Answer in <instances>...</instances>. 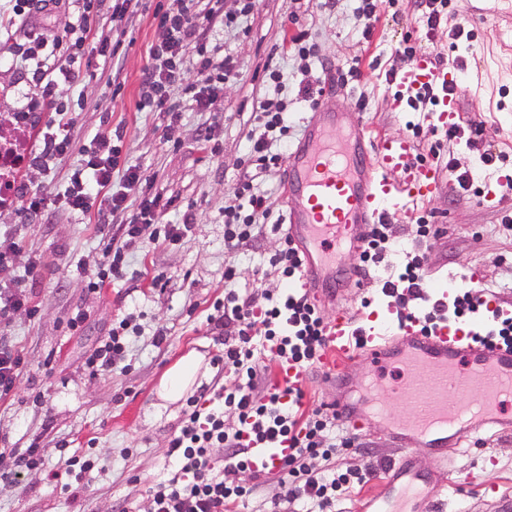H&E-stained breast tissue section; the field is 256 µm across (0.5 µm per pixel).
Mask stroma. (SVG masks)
<instances>
[{"label": "stroma", "instance_id": "1", "mask_svg": "<svg viewBox=\"0 0 512 512\" xmlns=\"http://www.w3.org/2000/svg\"><path fill=\"white\" fill-rule=\"evenodd\" d=\"M89 1L94 4V40L112 41L111 0H61L47 20L29 26L15 16L13 0H0V109H25L40 94L31 78L35 64L17 53V44L42 26L76 21ZM174 5V0H143L142 10L129 17L118 38V84L108 81L111 65H99L93 73H80L55 108L41 113L32 139L63 120L69 124L73 150L57 163L53 179L34 178L33 186L46 193L62 191L95 133L117 129L123 134L121 163L139 166L154 193L169 202L163 223L187 219L191 232L168 245L155 240L153 225H142L127 247L130 267L141 271V278L108 283L92 293L86 278L100 264L106 246L95 213L56 209L48 219L29 222L17 211L0 209V228L12 232L20 245L0 277L24 275L30 259L42 262L33 298L36 312L17 313L9 330L27 367L11 396L0 401V512H150V483L175 468L167 446L186 407L182 400L163 401L159 382L191 352L201 355L202 362L189 395L209 394L231 380L230 370L212 363L223 350L224 333L207 324L212 303L224 295V267L237 265L241 287H251L254 270L266 265L279 245L268 231L255 243L232 247L224 242V212L241 202L235 187L244 172L246 135L260 101L277 96L286 102L292 128L288 146L296 148L314 112L300 90L320 80L324 105L339 112L363 111L372 132L412 137L426 154L437 137L423 111L405 102L406 91L398 81L416 56L426 55L462 73L459 110L483 126L477 145L461 139L444 145V152L478 182L491 172L479 161L484 148L491 145L512 157V0H451L447 21L432 31L409 0H395L373 18L357 14L354 0H330L323 8L312 0H259L236 27L211 33L214 61L228 55L237 63L236 77L224 85L223 108L214 114L196 111L177 88L172 92L180 109L175 121L140 105L141 75L151 63V46L161 37L154 12ZM300 27L317 45L315 56L306 60L276 47L284 33ZM458 27L470 30V37L454 36ZM408 38L416 47L412 56L401 51ZM352 64L359 66L361 76L344 81L341 73ZM275 68L283 76L278 91L267 82ZM398 97L403 103L397 108L393 102ZM207 127L212 134L206 142L201 131ZM415 213L429 217L437 231L422 246L427 277L454 276L455 289H484L501 310L512 312V230L502 226L501 211L452 186L418 205ZM415 230L412 221L390 224L388 231L400 241L401 251L364 274L359 286L325 293V319L344 308L360 329L369 327L373 313L395 321L404 311L425 310L435 289L406 307L383 290L385 281L396 280ZM157 274L167 281L164 289L152 286ZM79 311L86 319L70 330L68 321ZM131 312L139 329L129 336L124 362L108 372L90 373L84 365L88 353L106 338L113 320ZM160 326L168 331L161 344L154 340ZM351 440V447L337 456L345 469L388 464L403 455L392 435L377 424ZM31 446L37 465L17 482H7L17 451ZM74 454L91 456L95 466L70 486L64 461ZM452 462L461 487L459 495L449 497L445 512L459 507L503 512V501L512 500V432L474 438L453 453ZM481 474L497 484V492L478 482Z\"/></svg>", "mask_w": 512, "mask_h": 512}]
</instances>
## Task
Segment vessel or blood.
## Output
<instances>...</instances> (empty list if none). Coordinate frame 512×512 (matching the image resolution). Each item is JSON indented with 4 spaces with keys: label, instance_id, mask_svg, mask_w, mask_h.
<instances>
[{
    "label": "vessel or blood",
    "instance_id": "b4317fda",
    "mask_svg": "<svg viewBox=\"0 0 512 512\" xmlns=\"http://www.w3.org/2000/svg\"><path fill=\"white\" fill-rule=\"evenodd\" d=\"M461 80L459 71L420 59L403 74L401 85L409 93L444 88ZM434 126L456 124L458 107L444 98L429 115ZM409 138H372L358 113H339L320 105L305 141L296 148L288 166L285 226L302 257L299 288L319 295L321 287L351 283L356 271L344 265V256L359 254L370 225L386 222L417 203L430 200L442 186V170L434 163H418ZM507 175L484 180L482 204L491 209L506 205L502 187ZM326 348L319 369L329 379L343 381L352 360L366 355L369 367L361 386L370 412H357L348 402L333 401L331 408L349 430L390 419L385 397L410 407L401 445L405 455L390 466L381 484L402 479L404 496L419 500V478L411 453L428 448L443 461L445 486L457 487L448 468L449 447L489 430L512 426L506 404L512 403V347L489 346L476 339L471 323L441 321L422 331L417 319L400 325L377 323L356 337L347 311H338L326 328ZM289 454L287 443L255 449L254 468L277 470Z\"/></svg>",
    "mask_w": 512,
    "mask_h": 512
}]
</instances>
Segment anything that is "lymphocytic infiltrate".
Segmentation results:
<instances>
[{"label": "lymphocytic infiltrate", "mask_w": 512, "mask_h": 512, "mask_svg": "<svg viewBox=\"0 0 512 512\" xmlns=\"http://www.w3.org/2000/svg\"><path fill=\"white\" fill-rule=\"evenodd\" d=\"M236 21V13H224L215 7L200 11L194 0H177L176 9L159 18L163 39L152 47V62L142 73V106L178 114L167 90L179 82L190 89L198 111H212L223 101L224 83L235 76L236 65L228 57L219 67H212L204 52L213 28ZM90 35L91 16L85 13L77 23H65L52 38L36 36L23 44L24 57L36 59L48 51L53 61L33 73L41 89L39 98L27 111L0 120V127L10 137L28 132L36 114L50 107L56 94L75 82L79 75L77 65L85 55L114 59V49L104 42H91ZM192 49L201 59L191 72L186 67V56ZM285 110V104L279 101L266 99L259 104L255 125L247 135L251 169L240 177L237 187L246 204L225 213V243L262 233L260 219L268 215L269 204L264 195L253 193L252 182L279 166L278 147L289 132ZM121 138L117 130L95 134L92 148L71 170L62 192L51 196L33 192L22 203L26 214L57 207L81 214L96 212L107 245L103 262L87 280L92 292L105 281L127 280L130 271L125 263V247L139 234L142 225L154 223L164 210L160 196L150 195L151 184L138 166L120 167ZM119 211L128 212L126 223H113L112 216ZM273 229L281 234L279 248L269 257L267 268L254 270L255 284L271 271L286 280L301 274L302 259L295 244L282 235L281 224H274ZM405 258L398 281L384 285L385 292L404 306L419 299L424 285L421 250L412 249ZM39 274L40 265L33 261L26 277L0 282V330L8 326L15 313L28 309ZM240 277L237 266H225L224 297L214 302L207 317L208 324L223 328L226 336L224 351L214 357L213 363L221 369L232 368L234 380L213 390L207 406H200L194 397L188 400L180 429L167 449L178 470L173 477L151 487L152 512H237L271 478L280 485L283 501H307L321 508L367 479L366 473L345 471L337 465L338 449L350 447L351 442L333 434L334 418L318 407L304 409V392L298 387L291 390L292 406L284 407L277 391L265 381L273 358L304 370L318 364L327 327L319 307L300 292L274 295L255 285L239 287ZM130 327L127 318L113 324L104 343L86 360L92 372L111 370L126 349ZM228 408L235 411L238 419L237 426L231 429L224 425V411ZM284 440L291 453L275 474L252 468L251 449L269 448ZM315 458L322 459V467H311ZM229 471L234 472V480L226 479Z\"/></svg>", "instance_id": "lymphocytic-infiltrate-1"}]
</instances>
